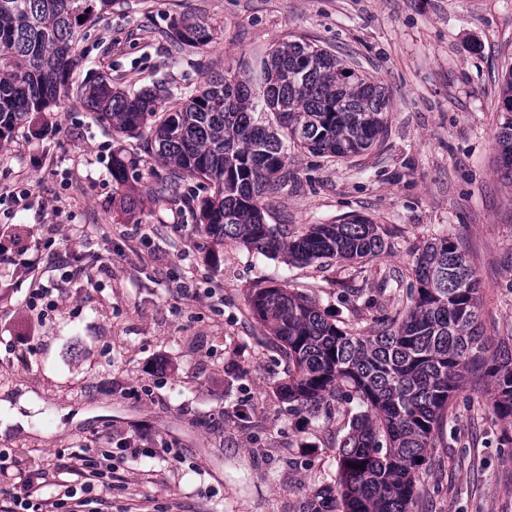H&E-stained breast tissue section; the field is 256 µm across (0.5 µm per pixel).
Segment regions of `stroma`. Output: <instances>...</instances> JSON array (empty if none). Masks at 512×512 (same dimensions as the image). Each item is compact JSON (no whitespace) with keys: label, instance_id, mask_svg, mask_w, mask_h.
Wrapping results in <instances>:
<instances>
[{"label":"stroma","instance_id":"stroma-1","mask_svg":"<svg viewBox=\"0 0 512 512\" xmlns=\"http://www.w3.org/2000/svg\"><path fill=\"white\" fill-rule=\"evenodd\" d=\"M185 16L209 29V43L174 44L171 26ZM286 41L317 44L381 82L389 123L356 157L289 148L290 179L265 199L266 221L298 235L364 217L386 232L379 258L301 264L232 241L212 248L186 202L208 195L207 183L159 199L169 169L150 132H114L76 96L0 149V188L24 198L0 200V225H23L26 255L53 290L22 365L9 324L30 281L0 264V452L44 469V495L68 479L71 450L112 449L137 428L143 447L181 461L129 459L112 512H300L335 483L358 406L336 397L313 417L277 397L286 363L247 307L253 288L281 285L364 333L379 312L404 310L418 249L450 237L477 272L487 334L512 340V180L495 145L512 0H114L86 29L72 80L162 83L177 104ZM116 152L135 161L123 188L112 181ZM411 510L512 512V444L486 381L456 392Z\"/></svg>","mask_w":512,"mask_h":512}]
</instances>
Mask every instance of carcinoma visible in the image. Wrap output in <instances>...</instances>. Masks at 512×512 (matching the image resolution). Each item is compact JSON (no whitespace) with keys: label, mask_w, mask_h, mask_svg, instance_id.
I'll return each instance as SVG.
<instances>
[{"label":"carcinoma","mask_w":512,"mask_h":512,"mask_svg":"<svg viewBox=\"0 0 512 512\" xmlns=\"http://www.w3.org/2000/svg\"><path fill=\"white\" fill-rule=\"evenodd\" d=\"M113 0H0V148L15 129L68 96L85 29ZM182 46L203 45L209 31L187 18L173 26ZM84 106L127 135L149 129L170 182L204 180L198 231L216 246L239 242L295 262L358 261L380 256L384 231L366 218L314 224L294 238L265 220L263 199L288 185L283 140L317 154L358 155L386 129L389 98L381 83L354 74L316 45L283 42L249 75L206 82L182 104L161 85L114 91L103 81L77 92ZM497 161L512 177V69L505 75ZM130 162L112 157V181ZM416 290L405 314L375 317L368 333L348 331L315 301L278 285L252 288L248 306L288 364L276 391L297 412L317 413L347 389L363 411L338 448V476L307 498L301 512H410L430 448L449 403L475 372L512 430V349H492L481 320L480 282L449 237L424 245L413 268Z\"/></svg>","instance_id":"carcinoma-1"}]
</instances>
